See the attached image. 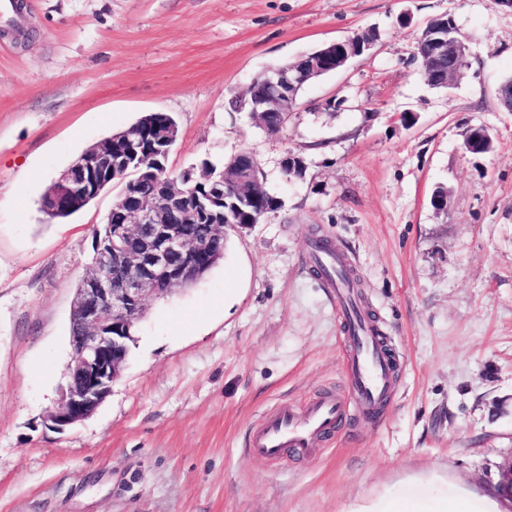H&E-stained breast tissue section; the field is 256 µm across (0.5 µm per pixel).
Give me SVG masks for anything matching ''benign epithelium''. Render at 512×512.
Returning <instances> with one entry per match:
<instances>
[{
	"label": "benign epithelium",
	"mask_w": 512,
	"mask_h": 512,
	"mask_svg": "<svg viewBox=\"0 0 512 512\" xmlns=\"http://www.w3.org/2000/svg\"><path fill=\"white\" fill-rule=\"evenodd\" d=\"M425 42L420 65L427 81L446 87L465 65L468 47L444 26L430 28ZM369 45L366 36L356 35L302 55L257 79L245 95L234 97L231 108L249 113L266 132L277 134L285 128L304 83L337 71ZM271 112L281 114L282 119L271 121ZM138 143V128L132 127L83 153L53 182L50 205L69 208L99 196L110 180L123 177L127 155ZM221 182L233 198L234 211L224 214L227 221L234 212L256 203L262 193V186L236 156L224 166ZM179 201L180 190L175 186L135 200L128 222L109 225L99 242L96 258L109 260L112 274L89 275L76 289L72 317L85 335L78 337L73 347L66 391L48 415L53 428L63 430L86 419L110 394L127 360L132 329L142 319L147 299L190 285L202 272L196 253L173 221ZM133 231L141 236V247L135 253L127 248ZM129 263L137 268L136 274L126 271Z\"/></svg>",
	"instance_id": "1"
}]
</instances>
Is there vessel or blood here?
<instances>
[{
    "instance_id": "b4317fda",
    "label": "vessel or blood",
    "mask_w": 512,
    "mask_h": 512,
    "mask_svg": "<svg viewBox=\"0 0 512 512\" xmlns=\"http://www.w3.org/2000/svg\"><path fill=\"white\" fill-rule=\"evenodd\" d=\"M345 332L351 345V386L365 411L376 409L390 389L394 360L380 336L352 312L345 298H338ZM346 407L338 398L311 401L303 410L284 405L267 416L253 431L249 448L254 455L274 460L285 451H316L318 441L342 421Z\"/></svg>"
}]
</instances>
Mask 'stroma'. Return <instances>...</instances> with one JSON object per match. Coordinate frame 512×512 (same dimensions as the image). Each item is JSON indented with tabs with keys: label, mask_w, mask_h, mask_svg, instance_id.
I'll use <instances>...</instances> for the list:
<instances>
[{
	"label": "stroma",
	"mask_w": 512,
	"mask_h": 512,
	"mask_svg": "<svg viewBox=\"0 0 512 512\" xmlns=\"http://www.w3.org/2000/svg\"><path fill=\"white\" fill-rule=\"evenodd\" d=\"M0 19V512H355L436 476L491 492L512 460V10L495 0H21ZM469 48L450 88L414 57L433 16ZM364 31L376 39L305 86L271 135L227 100L270 69ZM148 112L173 115L177 176L246 150L277 210L226 228L223 259L151 298L121 375L85 420L46 417L67 385L71 305L119 189L64 220L45 190ZM487 128L490 153L464 146ZM305 162L287 179V153ZM448 203H431L438 188ZM324 239L360 282L396 359L366 418ZM330 393L350 421L315 454H250L281 404Z\"/></svg>",
	"instance_id": "obj_1"
}]
</instances>
